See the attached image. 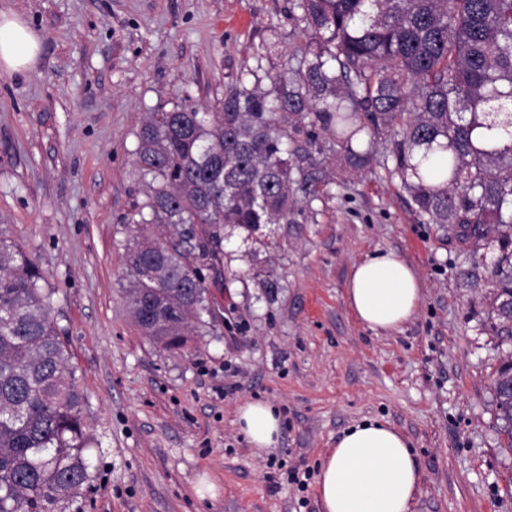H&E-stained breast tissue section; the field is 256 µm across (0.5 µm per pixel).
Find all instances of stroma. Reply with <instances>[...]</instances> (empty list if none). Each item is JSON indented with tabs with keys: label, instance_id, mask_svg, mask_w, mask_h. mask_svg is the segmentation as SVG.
Here are the masks:
<instances>
[{
	"label": "stroma",
	"instance_id": "obj_1",
	"mask_svg": "<svg viewBox=\"0 0 512 512\" xmlns=\"http://www.w3.org/2000/svg\"><path fill=\"white\" fill-rule=\"evenodd\" d=\"M290 0H0L38 34L28 71L0 72V227L44 268L94 444L90 477L57 512H322L319 465L341 433L383 418L411 440L413 512H512V450L493 380L512 336L492 311L497 243L474 248L424 223L384 166L328 156L291 224L225 227L215 316L178 353L143 336L124 290L126 220L147 112L215 110L258 70L297 67L306 38ZM272 53L263 47L270 40ZM417 274V315L375 334L346 302L375 250ZM274 402L283 429L257 452L236 421Z\"/></svg>",
	"mask_w": 512,
	"mask_h": 512
}]
</instances>
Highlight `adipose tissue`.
Wrapping results in <instances>:
<instances>
[{
	"label": "adipose tissue",
	"instance_id": "1",
	"mask_svg": "<svg viewBox=\"0 0 512 512\" xmlns=\"http://www.w3.org/2000/svg\"><path fill=\"white\" fill-rule=\"evenodd\" d=\"M40 42L20 18L0 10V71L31 67ZM346 299L358 320L377 333L402 329L421 300L418 277L391 250H378L354 264ZM237 423L258 451L276 447L281 417L270 403L247 401ZM421 473L410 439L389 421L371 418L347 428L324 456L317 480L322 512H411Z\"/></svg>",
	"mask_w": 512,
	"mask_h": 512
}]
</instances>
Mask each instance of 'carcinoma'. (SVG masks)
Masks as SVG:
<instances>
[{"label": "carcinoma", "mask_w": 512, "mask_h": 512, "mask_svg": "<svg viewBox=\"0 0 512 512\" xmlns=\"http://www.w3.org/2000/svg\"><path fill=\"white\" fill-rule=\"evenodd\" d=\"M307 44L268 89L243 73L221 111L187 103L147 113L136 172L125 299L140 333L180 350L214 316L206 270L224 226L291 224L293 185L323 178L332 151L354 170L377 136L414 210L478 244L495 239L497 316L512 322V0H292ZM444 139L447 154L430 157ZM43 269L0 230V512H54L88 479L85 402L52 316ZM512 449V360L494 380Z\"/></svg>", "instance_id": "carcinoma-1"}]
</instances>
